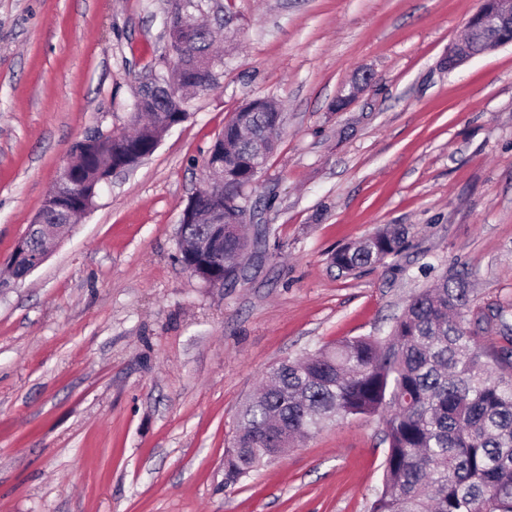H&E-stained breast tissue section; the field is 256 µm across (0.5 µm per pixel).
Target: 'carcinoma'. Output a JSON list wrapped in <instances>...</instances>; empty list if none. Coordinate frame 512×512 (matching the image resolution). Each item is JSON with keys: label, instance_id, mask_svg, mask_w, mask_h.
<instances>
[{"label": "carcinoma", "instance_id": "carcinoma-1", "mask_svg": "<svg viewBox=\"0 0 512 512\" xmlns=\"http://www.w3.org/2000/svg\"><path fill=\"white\" fill-rule=\"evenodd\" d=\"M181 15L177 2L167 28L180 61L178 81L188 88L213 59L209 32L184 31ZM142 110L153 118L173 111V101L146 97ZM249 125L248 135L224 128L213 155L224 156L225 168L240 166L251 134L277 138L263 113L251 114ZM153 126H140L134 141L98 129L77 143L78 195L95 199L104 165L125 159L130 147L155 148L163 134ZM184 236L191 245L204 242L212 227L187 224ZM405 243L404 227L386 226L337 249L333 263L350 273L384 263ZM246 246L243 236L226 230L224 247L181 249L178 261L201 281H222L228 288L236 283L229 274ZM473 294L472 273L446 274L411 296L387 339L345 338L267 371L260 392L238 413L236 436L224 455V486L237 484L326 424L379 415L387 448L370 512H512V324L496 306L474 307ZM492 328L506 343L495 367L481 346Z\"/></svg>", "mask_w": 512, "mask_h": 512}]
</instances>
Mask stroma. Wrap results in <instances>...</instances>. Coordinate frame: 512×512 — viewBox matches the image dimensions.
I'll list each match as a JSON object with an SVG mask.
<instances>
[{"instance_id":"stroma-1","label":"stroma","mask_w":512,"mask_h":512,"mask_svg":"<svg viewBox=\"0 0 512 512\" xmlns=\"http://www.w3.org/2000/svg\"><path fill=\"white\" fill-rule=\"evenodd\" d=\"M174 0H0V512H368L378 417L327 426L224 484L236 414L281 361L387 336L441 275L512 307V45L451 70L481 0H203L232 22L214 88L26 279L7 268L72 145L124 130L168 74ZM363 91L343 110L336 98ZM256 97L283 114L252 188L231 288L177 260L202 159ZM400 224L408 247L352 275L336 249Z\"/></svg>"}]
</instances>
